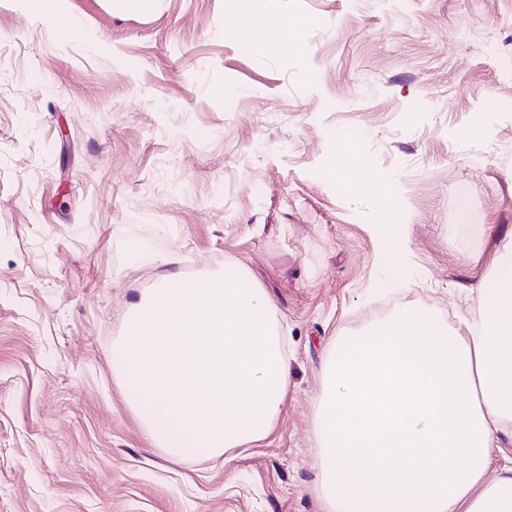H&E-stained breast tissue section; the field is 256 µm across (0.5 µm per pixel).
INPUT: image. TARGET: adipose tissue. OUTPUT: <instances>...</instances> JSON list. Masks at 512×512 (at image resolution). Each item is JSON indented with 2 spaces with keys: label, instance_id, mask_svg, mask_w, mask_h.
<instances>
[{
  "label": "adipose tissue",
  "instance_id": "obj_1",
  "mask_svg": "<svg viewBox=\"0 0 512 512\" xmlns=\"http://www.w3.org/2000/svg\"><path fill=\"white\" fill-rule=\"evenodd\" d=\"M331 172L359 196L361 139H339ZM479 322L443 328L400 308L342 337L322 367L316 442L322 512H512V242L477 285Z\"/></svg>",
  "mask_w": 512,
  "mask_h": 512
}]
</instances>
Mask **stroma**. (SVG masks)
<instances>
[{
  "instance_id": "stroma-1",
  "label": "stroma",
  "mask_w": 512,
  "mask_h": 512,
  "mask_svg": "<svg viewBox=\"0 0 512 512\" xmlns=\"http://www.w3.org/2000/svg\"><path fill=\"white\" fill-rule=\"evenodd\" d=\"M224 2L65 0L68 36L0 0V512H321L331 343L397 308L479 319L512 238V0H258L308 20L302 55L243 44ZM350 133L356 200L329 176ZM227 266L275 305L286 405L258 445L172 463L112 341L163 276Z\"/></svg>"
}]
</instances>
